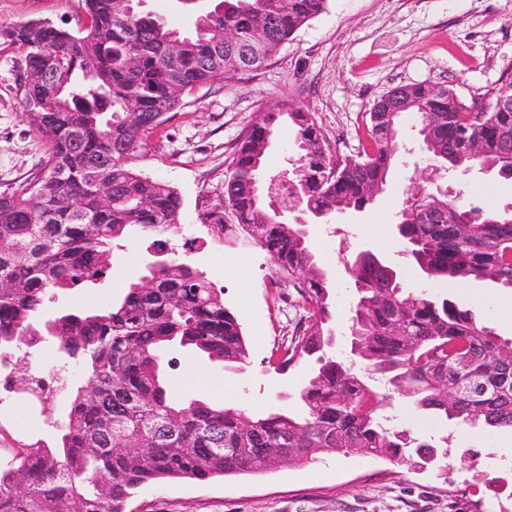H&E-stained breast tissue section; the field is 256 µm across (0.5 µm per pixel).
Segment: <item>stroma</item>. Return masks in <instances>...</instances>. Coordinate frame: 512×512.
Returning <instances> with one entry per match:
<instances>
[{"instance_id":"1","label":"stroma","mask_w":512,"mask_h":512,"mask_svg":"<svg viewBox=\"0 0 512 512\" xmlns=\"http://www.w3.org/2000/svg\"><path fill=\"white\" fill-rule=\"evenodd\" d=\"M215 0H143V11L164 18L181 32L195 30L197 18ZM46 19L80 31L86 23L82 0H0V191L33 182L46 156L45 145L23 118V55L6 31ZM512 78V0H328L325 12L309 21L262 69L224 83L200 87L147 139L135 160L141 172L174 187L183 201L180 235L194 239L191 260L237 314L247 337L250 362L243 372L194 355L166 351L177 365L167 377L175 395L190 392L230 404L246 413L271 408L295 410V394L311 364L299 362L275 372L271 356L283 348L303 316L301 299L287 277H275L268 256L246 243L228 245L208 225L209 212H223L224 174L242 134L278 102L315 113L333 151L362 154L368 146L369 111L377 98L401 84L441 83L465 104ZM418 121L406 116L402 131L410 151L399 156L386 191L369 209L343 214L325 224L307 225V235L334 284L337 354L348 352L346 335L354 299V278L346 262L369 251L391 265L405 288L428 283L395 230L396 213L410 185H428L434 172L419 146ZM453 189L472 190L479 204L512 207V179L474 169L448 177ZM342 250L345 260L328 262ZM149 255L136 243L114 251L99 283L58 300L59 305L96 309L118 298L143 273ZM445 295L463 300L502 338H512V294L489 281L448 287ZM11 421L0 428L9 444L33 442L45 429L38 404L10 403ZM397 423L415 437H447L445 470L419 471L382 458L325 454L304 465L284 464L261 475L208 481H163L143 487L128 512H448V496L496 506L485 485L495 468L512 478V433L443 426L405 403L394 404Z\"/></svg>"}]
</instances>
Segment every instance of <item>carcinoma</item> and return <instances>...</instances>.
<instances>
[{
  "mask_svg": "<svg viewBox=\"0 0 512 512\" xmlns=\"http://www.w3.org/2000/svg\"><path fill=\"white\" fill-rule=\"evenodd\" d=\"M84 2L82 32L44 21L7 32L24 52V119L47 154L34 183L0 192V352H32L52 338L61 367L78 370L83 382H69L64 418L44 404L51 439L19 444L0 466V512H75L77 504L84 512H127L147 484L264 474L319 454L422 469L447 457L387 423L380 408L394 396L440 421L512 432V339L461 300L407 290L371 253L354 263L351 357L328 355L333 284L302 225L282 222L264 190L267 144L285 118L300 188L290 203L312 218L375 203L366 186L383 189L391 179L408 114L417 116L434 166L512 170V109L496 104L512 97V80L491 89L479 109L439 83L391 88L373 104L387 110L384 131L368 127L371 148L357 158L329 147L314 113L286 104L270 107L240 137L224 175V207L308 305L274 370L283 374L312 356L317 363L298 393L300 415H248L168 392L165 347H189L236 371L249 364V350L224 289L167 240L180 229L181 196L133 160L184 94L261 69L328 0H218L193 34L143 12L138 0ZM230 31L237 42L227 40ZM81 38L88 44L75 43ZM462 132L480 153L461 148ZM419 208L442 218L426 222ZM396 230L432 282L489 280L512 293V211L487 210L460 190L433 197L412 186ZM131 239L148 252L168 251L153 284L131 282L101 309L47 310L55 295L105 276L114 249Z\"/></svg>",
  "mask_w": 512,
  "mask_h": 512,
  "instance_id": "1",
  "label": "carcinoma"
}]
</instances>
